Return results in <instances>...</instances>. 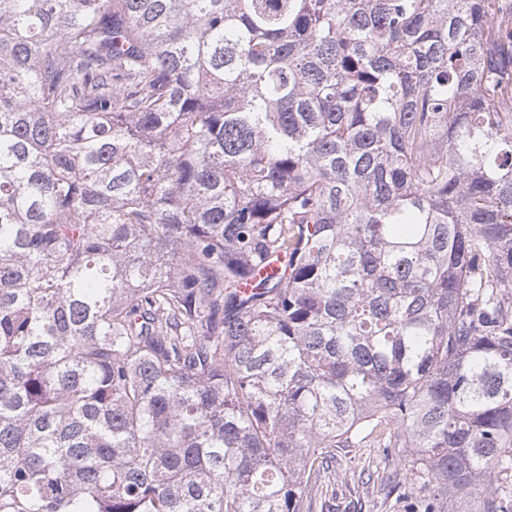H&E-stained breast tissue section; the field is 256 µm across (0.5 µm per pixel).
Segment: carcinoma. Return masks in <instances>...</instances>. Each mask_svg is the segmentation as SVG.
I'll return each instance as SVG.
<instances>
[{"instance_id":"carcinoma-1","label":"carcinoma","mask_w":512,"mask_h":512,"mask_svg":"<svg viewBox=\"0 0 512 512\" xmlns=\"http://www.w3.org/2000/svg\"><path fill=\"white\" fill-rule=\"evenodd\" d=\"M512 512V0H0V512ZM334 484L316 495L312 512H404L416 495L408 487L393 491L381 448H336ZM400 496V497H399ZM325 498V500H324ZM361 507V508H360Z\"/></svg>"}]
</instances>
